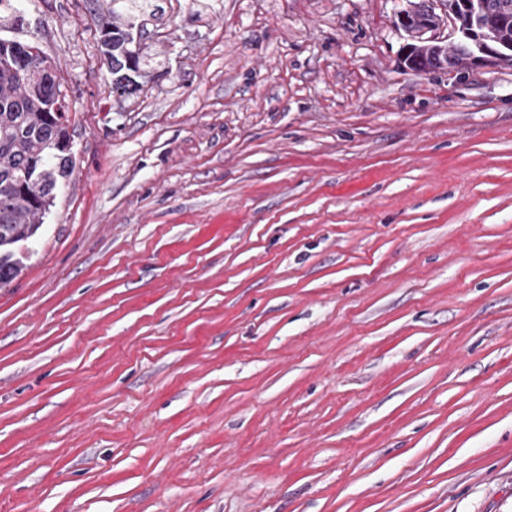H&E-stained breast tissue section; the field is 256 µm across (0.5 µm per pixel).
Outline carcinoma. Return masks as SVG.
Instances as JSON below:
<instances>
[{
	"instance_id": "carcinoma-1",
	"label": "carcinoma",
	"mask_w": 512,
	"mask_h": 512,
	"mask_svg": "<svg viewBox=\"0 0 512 512\" xmlns=\"http://www.w3.org/2000/svg\"><path fill=\"white\" fill-rule=\"evenodd\" d=\"M147 0H110L107 66L112 95L127 99L142 90L141 50L127 37L142 30ZM69 105L53 64L39 46L0 38V287L23 271L13 246L35 237L56 198L60 180L73 169ZM39 170V185L26 172Z\"/></svg>"
}]
</instances>
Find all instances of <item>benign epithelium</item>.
I'll list each match as a JSON object with an SVG mask.
<instances>
[{"instance_id":"1","label":"benign epithelium","mask_w":512,"mask_h":512,"mask_svg":"<svg viewBox=\"0 0 512 512\" xmlns=\"http://www.w3.org/2000/svg\"><path fill=\"white\" fill-rule=\"evenodd\" d=\"M463 9L468 12L469 24L463 28L457 25L454 16L457 8L445 9L442 0H418L414 6L418 22L411 23L407 12L401 10L397 14L396 26L403 29L411 26L413 38L427 44L434 52L432 58L415 57L412 48L406 47L403 64L415 72L436 70L453 71L443 55L452 47L466 56L467 66L471 69L488 65L505 66L512 63L511 46H494L490 44L492 29L505 27L512 23V7L509 5L491 6L486 0H459ZM452 25L453 33L457 34L452 43L440 37L441 30Z\"/></svg>"}]
</instances>
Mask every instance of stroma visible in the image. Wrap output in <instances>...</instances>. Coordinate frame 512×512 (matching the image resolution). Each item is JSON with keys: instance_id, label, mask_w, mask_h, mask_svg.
Masks as SVG:
<instances>
[{"instance_id": "obj_1", "label": "stroma", "mask_w": 512, "mask_h": 512, "mask_svg": "<svg viewBox=\"0 0 512 512\" xmlns=\"http://www.w3.org/2000/svg\"><path fill=\"white\" fill-rule=\"evenodd\" d=\"M72 174L0 287V512H512V67L405 0H19ZM146 0H110V20L101 27V35L108 36L102 46L110 47L104 53L108 71L112 76V96L117 99H127L142 90L143 84L136 78H145L146 74L141 70V51L137 42H128L127 37L131 34L129 29L139 30L140 34L144 27L142 18L148 15ZM463 9L468 12L469 24L466 28L458 26L453 16L457 7L447 10L441 6L442 0H418L413 7L417 13L418 22L412 25L413 38L428 44L434 52V58L414 57L412 48L406 46L403 64L415 72H430L436 70L454 71L451 66L464 67V61L451 49L448 50L447 39L440 37L441 30L452 24L453 33L457 34L452 42V48L466 56L468 68L488 65L505 66L512 63L511 46H494L490 44L492 29L505 27L512 23L511 6L501 5L492 7L486 0H458ZM440 10V12H437ZM413 44V43H412ZM413 52L430 51V48L413 44ZM447 52V54H446ZM447 55L448 62L443 55Z\"/></svg>"}]
</instances>
